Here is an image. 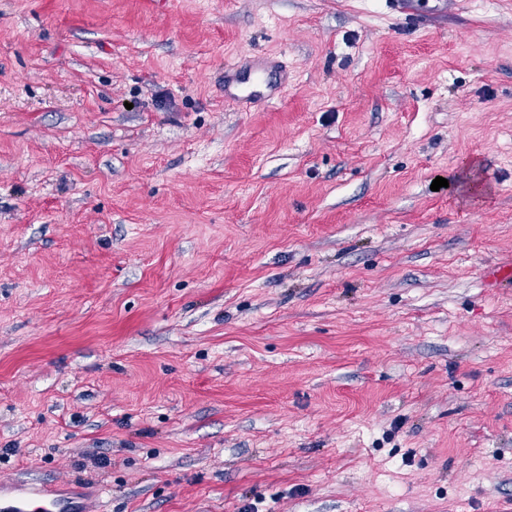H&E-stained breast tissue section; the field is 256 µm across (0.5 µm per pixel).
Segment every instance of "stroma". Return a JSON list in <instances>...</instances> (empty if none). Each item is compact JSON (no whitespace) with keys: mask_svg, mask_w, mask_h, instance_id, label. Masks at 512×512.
<instances>
[{"mask_svg":"<svg viewBox=\"0 0 512 512\" xmlns=\"http://www.w3.org/2000/svg\"><path fill=\"white\" fill-rule=\"evenodd\" d=\"M412 4L0 0V481L512 512V0ZM288 85V74L268 57L240 56L224 63V99L242 108L267 104Z\"/></svg>","mask_w":512,"mask_h":512,"instance_id":"obj_1","label":"stroma"}]
</instances>
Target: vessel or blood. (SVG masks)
Segmentation results:
<instances>
[{
	"label": "vessel or blood",
	"mask_w": 512,
	"mask_h": 512,
	"mask_svg": "<svg viewBox=\"0 0 512 512\" xmlns=\"http://www.w3.org/2000/svg\"><path fill=\"white\" fill-rule=\"evenodd\" d=\"M287 84V73L268 57L241 56L224 64V99L243 108L269 103ZM96 494L80 486L66 495L35 483L0 481V512H88Z\"/></svg>",
	"instance_id": "1"
}]
</instances>
